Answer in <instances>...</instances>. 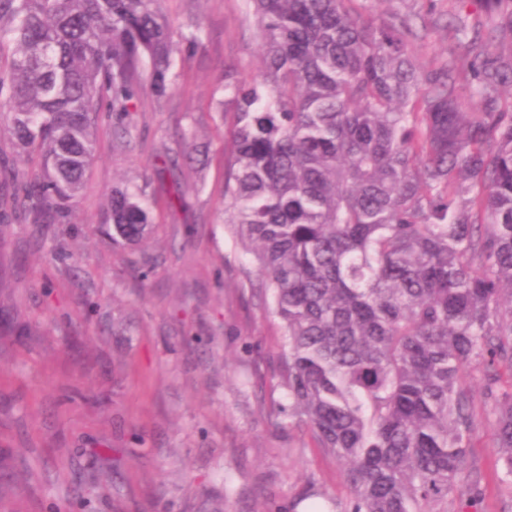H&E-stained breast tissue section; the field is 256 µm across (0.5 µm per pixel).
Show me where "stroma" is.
I'll use <instances>...</instances> for the list:
<instances>
[{
	"mask_svg": "<svg viewBox=\"0 0 512 512\" xmlns=\"http://www.w3.org/2000/svg\"><path fill=\"white\" fill-rule=\"evenodd\" d=\"M373 22L409 18L407 51L421 68L447 53L454 0H361ZM175 23L203 22L201 42L176 63V89L144 86L128 145L99 131L68 224L0 221V489L11 512H288L306 481L342 500V467L307 436L267 424L286 402L276 385L278 319L260 306L256 269L224 224V138L215 110L224 69L259 67L249 0H162ZM195 134L200 165L153 175L160 151L180 155ZM153 204L140 251L113 246L102 226L114 184ZM465 480L474 506L512 512L499 480L496 417L483 375Z\"/></svg>",
	"mask_w": 512,
	"mask_h": 512,
	"instance_id": "stroma-1",
	"label": "stroma"
}]
</instances>
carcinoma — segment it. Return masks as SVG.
<instances>
[{"label":"carcinoma","mask_w":512,"mask_h":512,"mask_svg":"<svg viewBox=\"0 0 512 512\" xmlns=\"http://www.w3.org/2000/svg\"><path fill=\"white\" fill-rule=\"evenodd\" d=\"M262 69L224 70V224L251 254L280 320L279 385L263 409L344 465L338 512H448L475 429L468 380L494 402L512 486V50L468 38L466 8L512 32V0H456L455 46L423 70L408 19L377 26L355 0H252ZM161 0H0L4 131L40 171L0 160L36 224H64L100 121L137 111L150 69L158 98L201 26L174 38ZM470 107L464 108L461 93ZM112 245L143 248L141 188L112 187Z\"/></svg>","instance_id":"obj_1"}]
</instances>
